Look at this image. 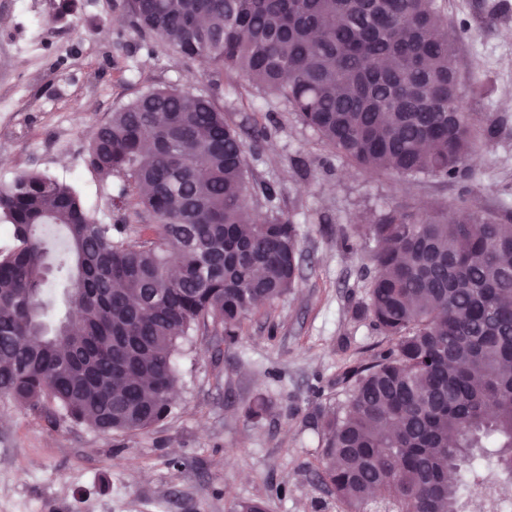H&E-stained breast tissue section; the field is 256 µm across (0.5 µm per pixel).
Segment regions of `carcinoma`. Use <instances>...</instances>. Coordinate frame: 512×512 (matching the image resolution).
Segmentation results:
<instances>
[{
  "mask_svg": "<svg viewBox=\"0 0 512 512\" xmlns=\"http://www.w3.org/2000/svg\"><path fill=\"white\" fill-rule=\"evenodd\" d=\"M130 26L211 64V92L149 89L91 134L87 164L121 182L114 224L68 185L25 173L0 186L15 245L0 251V394L55 403L103 432L163 420L180 342L212 320L244 322L297 285L300 235L249 174L220 105V75L282 99L301 124L367 172L463 181L474 137L454 38L438 0H125ZM71 280L70 333L43 321L47 248ZM356 235L374 274L354 313L387 341L343 362L346 395L312 406L319 476L346 512H461L494 464L512 472V224L472 212L392 210ZM177 254L176 275L165 272Z\"/></svg>",
  "mask_w": 512,
  "mask_h": 512,
  "instance_id": "carcinoma-1",
  "label": "carcinoma"
}]
</instances>
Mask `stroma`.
<instances>
[{
    "instance_id": "stroma-1",
    "label": "stroma",
    "mask_w": 512,
    "mask_h": 512,
    "mask_svg": "<svg viewBox=\"0 0 512 512\" xmlns=\"http://www.w3.org/2000/svg\"><path fill=\"white\" fill-rule=\"evenodd\" d=\"M57 0H0V185L37 172L72 186L96 223L111 224L115 178L86 163L93 130L154 87L209 88V69L170 45L143 43L121 0H77L54 21ZM455 39L460 92L476 136L464 183L367 173L324 145L294 112L237 76H225L224 111L244 140L270 138L248 165L272 185L300 233L301 280L249 317L239 339L206 324L182 340L168 416L150 428L101 433L54 408L0 396V512H232L266 500L268 512H338L315 469L322 450L305 422L312 404L345 396L344 358H369L385 339L355 317L371 268L347 250L356 225L389 210L482 211L512 224V0H443ZM41 82L31 83V74ZM498 121L492 140L483 129ZM264 400L266 416L247 409Z\"/></svg>"
}]
</instances>
